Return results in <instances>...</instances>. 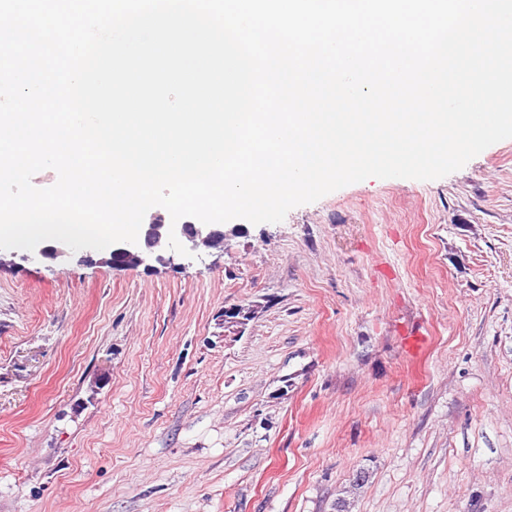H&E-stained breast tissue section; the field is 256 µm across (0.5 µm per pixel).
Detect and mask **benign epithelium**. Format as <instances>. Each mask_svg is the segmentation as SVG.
Masks as SVG:
<instances>
[{
  "label": "benign epithelium",
  "mask_w": 512,
  "mask_h": 512,
  "mask_svg": "<svg viewBox=\"0 0 512 512\" xmlns=\"http://www.w3.org/2000/svg\"><path fill=\"white\" fill-rule=\"evenodd\" d=\"M175 228V234L180 243L189 251H204L224 247V239L227 234H236L240 228L233 227L224 231L222 224H198L190 218L171 226L158 214L150 217L147 224L143 225L142 235L137 243H118L112 246L110 258L106 263L114 268L129 266L149 265V262H163V252L168 247L170 228ZM255 306L237 305L224 309V327L242 328L248 323Z\"/></svg>",
  "instance_id": "benign-epithelium-1"
}]
</instances>
